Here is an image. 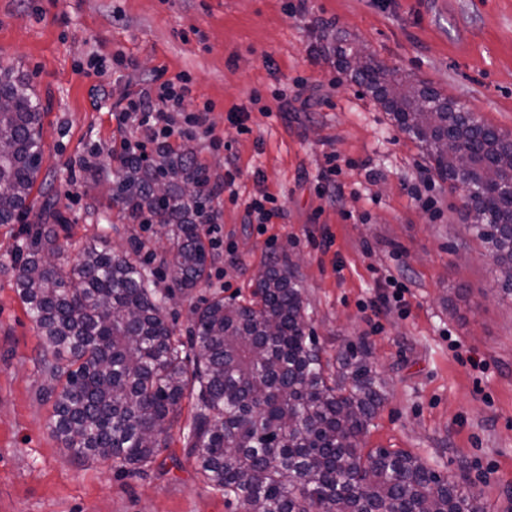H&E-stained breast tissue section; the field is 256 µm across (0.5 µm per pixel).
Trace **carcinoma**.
<instances>
[{
    "label": "carcinoma",
    "instance_id": "carcinoma-1",
    "mask_svg": "<svg viewBox=\"0 0 512 512\" xmlns=\"http://www.w3.org/2000/svg\"><path fill=\"white\" fill-rule=\"evenodd\" d=\"M340 66L415 139L437 176L465 184L473 234L485 243L499 290L512 295V137L477 120L425 85L336 48ZM0 226L28 216L43 159L47 109L29 81L0 68ZM462 151L471 155L458 169ZM112 203L132 224H158L170 248L172 288L153 287L132 252L93 240L72 265L57 262L68 220L43 198L40 228L14 256V285L52 353L44 366L54 391L52 430L78 458L110 459L137 475L161 450L182 407L188 455L212 489L242 512H485L481 493L442 477L421 457L376 448L363 437L386 399L366 346L323 361L304 319L303 286L288 254L272 256L253 279V299L214 296L192 309L188 342L164 314L188 296L213 254L201 218L217 187L193 150L158 149L119 159Z\"/></svg>",
    "mask_w": 512,
    "mask_h": 512
}]
</instances>
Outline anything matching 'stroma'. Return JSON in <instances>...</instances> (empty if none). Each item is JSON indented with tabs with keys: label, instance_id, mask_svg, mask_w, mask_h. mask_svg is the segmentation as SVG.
<instances>
[{
	"label": "stroma",
	"instance_id": "obj_1",
	"mask_svg": "<svg viewBox=\"0 0 512 512\" xmlns=\"http://www.w3.org/2000/svg\"><path fill=\"white\" fill-rule=\"evenodd\" d=\"M295 3L0 0V67L50 102L40 176L70 222L64 255L75 261L99 234L97 215L112 213L117 156L134 133L113 104L189 74L186 108L211 105L207 124L224 141L190 142L221 188L224 246L192 296L168 302L178 334L197 301L249 295L267 258L288 253L324 357L366 345L386 383L365 448L411 451L481 492L487 512H512V296L469 231L464 188L430 171L335 53L340 40L362 46L512 135V0H306L300 12ZM235 106L250 114L247 131L228 120ZM265 189L283 216L261 232L245 204ZM33 224L0 227V512H239L202 481L180 434L134 477L56 439L46 348L13 285L12 256ZM134 240L169 287L159 225L116 224L105 245L121 254ZM394 280L404 305L390 300Z\"/></svg>",
	"mask_w": 512,
	"mask_h": 512
}]
</instances>
